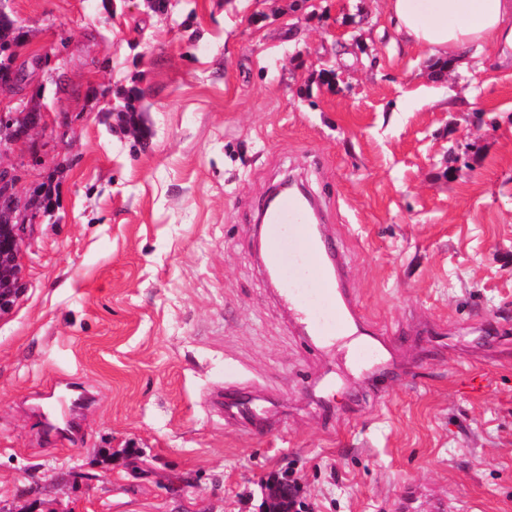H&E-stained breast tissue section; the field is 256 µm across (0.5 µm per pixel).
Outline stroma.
Segmentation results:
<instances>
[{
    "mask_svg": "<svg viewBox=\"0 0 512 512\" xmlns=\"http://www.w3.org/2000/svg\"><path fill=\"white\" fill-rule=\"evenodd\" d=\"M166 4L9 0L0 105L43 113L22 189L54 208L0 316V512H263L286 471L301 512H512V47L429 57L385 0ZM289 176L415 376L377 391L290 319L256 252ZM58 376L93 395L61 435ZM227 383L277 436L221 418ZM23 36L15 21L5 11L4 5L0 3V70L11 69L23 75L25 66H14L15 48L20 45Z\"/></svg>",
    "mask_w": 512,
    "mask_h": 512,
    "instance_id": "1",
    "label": "stroma"
}]
</instances>
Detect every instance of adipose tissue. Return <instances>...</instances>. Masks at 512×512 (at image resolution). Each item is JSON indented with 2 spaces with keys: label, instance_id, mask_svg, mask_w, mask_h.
<instances>
[{
  "label": "adipose tissue",
  "instance_id": "ef3b65f1",
  "mask_svg": "<svg viewBox=\"0 0 512 512\" xmlns=\"http://www.w3.org/2000/svg\"><path fill=\"white\" fill-rule=\"evenodd\" d=\"M391 20L430 56L482 54L512 15V0H385Z\"/></svg>",
  "mask_w": 512,
  "mask_h": 512
}]
</instances>
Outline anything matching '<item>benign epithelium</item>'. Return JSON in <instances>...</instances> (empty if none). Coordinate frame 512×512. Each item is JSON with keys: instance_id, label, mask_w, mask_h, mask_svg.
Wrapping results in <instances>:
<instances>
[{"instance_id": "1", "label": "benign epithelium", "mask_w": 512, "mask_h": 512, "mask_svg": "<svg viewBox=\"0 0 512 512\" xmlns=\"http://www.w3.org/2000/svg\"><path fill=\"white\" fill-rule=\"evenodd\" d=\"M19 113L0 109V312L8 311L25 288L20 257L33 226L46 213V202L23 194L19 185L24 170L5 162L14 149L26 143L31 133L46 127L39 119L23 131ZM290 484L284 480L266 492V512H288Z\"/></svg>"}]
</instances>
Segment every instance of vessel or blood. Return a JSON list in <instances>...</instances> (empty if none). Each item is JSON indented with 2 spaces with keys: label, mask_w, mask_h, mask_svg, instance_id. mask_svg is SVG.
I'll return each mask as SVG.
<instances>
[{
  "label": "vessel or blood",
  "mask_w": 512,
  "mask_h": 512,
  "mask_svg": "<svg viewBox=\"0 0 512 512\" xmlns=\"http://www.w3.org/2000/svg\"><path fill=\"white\" fill-rule=\"evenodd\" d=\"M316 209L299 191L281 193L264 218V264L280 288V297L313 344L339 336L364 335L344 281V266L335 238L316 224ZM224 412L245 422L255 435L272 436L277 421L239 385L224 389Z\"/></svg>",
  "instance_id": "vessel-or-blood-1"
}]
</instances>
